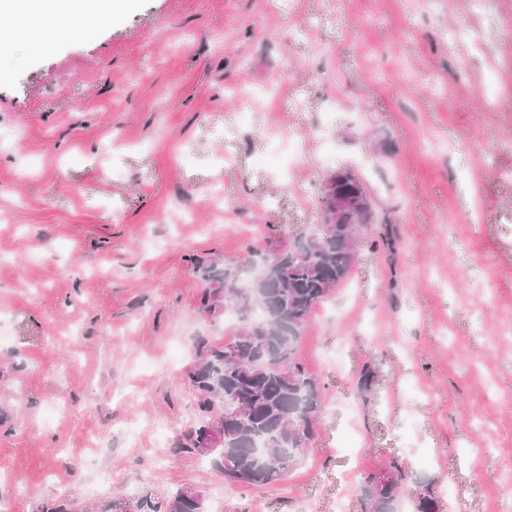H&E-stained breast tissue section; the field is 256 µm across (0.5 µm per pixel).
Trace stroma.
I'll return each mask as SVG.
<instances>
[{
    "instance_id": "35a3bbf8",
    "label": "stroma",
    "mask_w": 512,
    "mask_h": 512,
    "mask_svg": "<svg viewBox=\"0 0 512 512\" xmlns=\"http://www.w3.org/2000/svg\"><path fill=\"white\" fill-rule=\"evenodd\" d=\"M466 24L472 39L452 36ZM512 0H131L45 53L0 55V512L192 486L207 512H512ZM298 163L261 168L272 143ZM371 200L350 276L298 354L324 412L262 488L183 450L225 265ZM169 428L157 447L156 422ZM112 445L89 447L93 433ZM386 471L392 474L390 480L375 484L373 480L375 473L371 472L365 477L366 484V508L364 512H398L399 500L402 497L403 482L405 474L401 467L395 463H390L385 467ZM385 471L378 473L379 481L388 479L389 474Z\"/></svg>"
}]
</instances>
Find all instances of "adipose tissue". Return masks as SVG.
Here are the masks:
<instances>
[{
	"label": "adipose tissue",
	"instance_id": "ef3b65f1",
	"mask_svg": "<svg viewBox=\"0 0 512 512\" xmlns=\"http://www.w3.org/2000/svg\"><path fill=\"white\" fill-rule=\"evenodd\" d=\"M118 6V0H0V15L10 20L0 27V49L23 41L31 50H50L66 31L92 29Z\"/></svg>",
	"mask_w": 512,
	"mask_h": 512
}]
</instances>
